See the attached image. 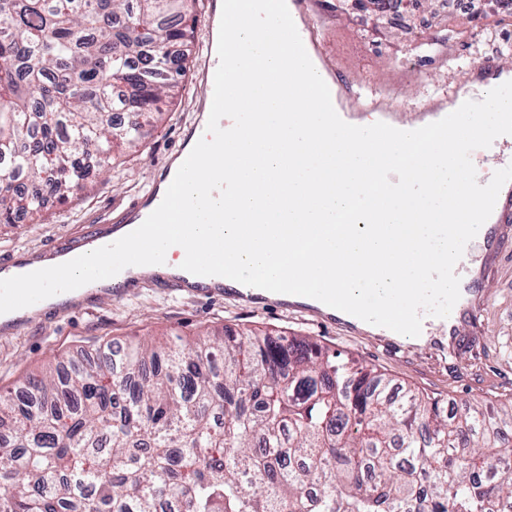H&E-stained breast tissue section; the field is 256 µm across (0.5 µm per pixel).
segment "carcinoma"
<instances>
[{"instance_id": "obj_1", "label": "carcinoma", "mask_w": 512, "mask_h": 512, "mask_svg": "<svg viewBox=\"0 0 512 512\" xmlns=\"http://www.w3.org/2000/svg\"><path fill=\"white\" fill-rule=\"evenodd\" d=\"M191 7L0 0V224L42 215L25 184L68 195L76 155L138 147L179 88ZM105 348L0 394V512H512V404L398 400L377 370L262 331Z\"/></svg>"}]
</instances>
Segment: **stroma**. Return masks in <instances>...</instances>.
I'll return each mask as SVG.
<instances>
[{"label": "stroma", "mask_w": 512, "mask_h": 512, "mask_svg": "<svg viewBox=\"0 0 512 512\" xmlns=\"http://www.w3.org/2000/svg\"><path fill=\"white\" fill-rule=\"evenodd\" d=\"M327 2L312 0L310 6L312 36L323 55L364 94L388 98L391 106L404 111L419 112L427 102L447 98L471 64L495 53V36L512 37V18L486 7L441 12L405 36L389 24L372 26L361 12L336 15ZM209 9V0H196L200 23L184 48V88L166 99L161 121L148 127L139 149L119 154L107 171L94 174L68 197H49L42 219L0 224V260L38 256L50 246L71 248L90 228L106 233L130 200L157 182L182 149L200 110L199 56L208 38L201 20ZM485 288L479 349L465 348L450 357L386 336L340 333L283 303L263 306L230 295L197 298L146 280L127 295L77 306L61 319L39 317L0 335V390L17 391L27 373L61 356L81 359L110 340L161 339L172 332L192 339L211 330L262 329L315 341L422 395L497 408L512 401V247Z\"/></svg>", "instance_id": "stroma-1"}]
</instances>
